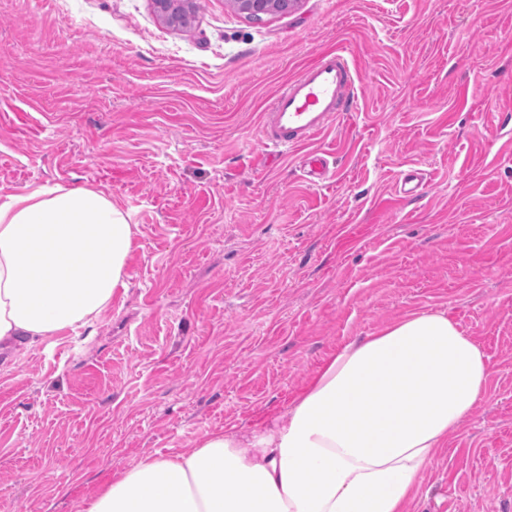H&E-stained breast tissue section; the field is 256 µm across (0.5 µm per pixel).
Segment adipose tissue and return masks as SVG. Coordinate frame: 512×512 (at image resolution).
Here are the masks:
<instances>
[{
	"instance_id": "1",
	"label": "adipose tissue",
	"mask_w": 512,
	"mask_h": 512,
	"mask_svg": "<svg viewBox=\"0 0 512 512\" xmlns=\"http://www.w3.org/2000/svg\"><path fill=\"white\" fill-rule=\"evenodd\" d=\"M129 215L57 185L0 202V347L93 325L126 289ZM480 346L443 311L353 341L251 435L114 471L85 512H408L427 467L487 391Z\"/></svg>"
}]
</instances>
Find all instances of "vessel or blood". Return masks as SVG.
Wrapping results in <instances>:
<instances>
[{
	"label": "vessel or blood",
	"mask_w": 512,
	"mask_h": 512,
	"mask_svg": "<svg viewBox=\"0 0 512 512\" xmlns=\"http://www.w3.org/2000/svg\"><path fill=\"white\" fill-rule=\"evenodd\" d=\"M356 81L357 72L343 53H322L274 96L264 112V147L268 153L307 145L325 132L347 111ZM303 169L312 183L326 180L330 173L327 152L307 154Z\"/></svg>",
	"instance_id": "1"
}]
</instances>
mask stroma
<instances>
[{"label": "stroma", "mask_w": 512, "mask_h": 512, "mask_svg": "<svg viewBox=\"0 0 512 512\" xmlns=\"http://www.w3.org/2000/svg\"><path fill=\"white\" fill-rule=\"evenodd\" d=\"M0 0V197L60 184L137 226L128 289L0 367V512H82L112 473L285 413L330 356L416 311L483 350L489 394L409 512H512V0ZM341 50L357 94L266 156L279 87ZM423 172L419 196L396 188ZM301 0H226L233 10L260 21L263 16L285 14L297 8ZM331 155L324 151H312L303 160V169L309 181L317 184L329 177Z\"/></svg>", "instance_id": "35a3bbf8"}]
</instances>
